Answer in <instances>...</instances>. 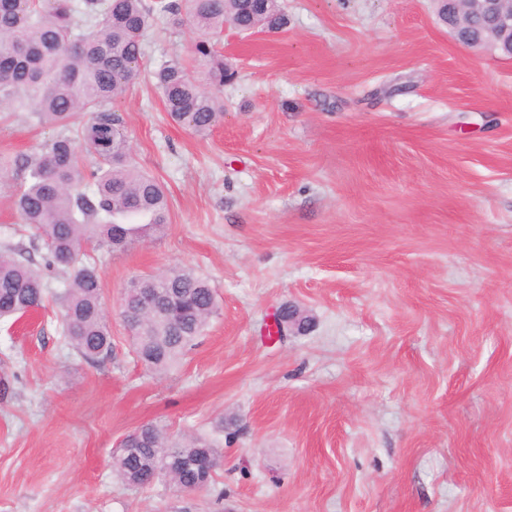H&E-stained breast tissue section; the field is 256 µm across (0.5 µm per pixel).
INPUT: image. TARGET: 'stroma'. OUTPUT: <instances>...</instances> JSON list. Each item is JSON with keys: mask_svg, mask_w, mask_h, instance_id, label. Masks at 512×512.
Instances as JSON below:
<instances>
[{"mask_svg": "<svg viewBox=\"0 0 512 512\" xmlns=\"http://www.w3.org/2000/svg\"><path fill=\"white\" fill-rule=\"evenodd\" d=\"M225 29L224 118L172 122L151 78L197 36L158 13L112 108L171 222L102 257L114 356L81 359L54 303L0 323V512H213L112 476L145 423L224 452V512H512V59L458 43L433 0H281ZM58 130L0 117V156ZM0 178V243H29ZM190 267L220 306L181 363L133 359L128 283ZM286 302L313 317L278 343ZM236 416L231 433L220 416Z\"/></svg>", "mask_w": 512, "mask_h": 512, "instance_id": "35a3bbf8", "label": "stroma"}]
</instances>
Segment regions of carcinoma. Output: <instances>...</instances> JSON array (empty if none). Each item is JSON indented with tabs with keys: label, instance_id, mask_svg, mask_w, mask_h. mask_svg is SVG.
Here are the masks:
<instances>
[{
	"label": "carcinoma",
	"instance_id": "1",
	"mask_svg": "<svg viewBox=\"0 0 512 512\" xmlns=\"http://www.w3.org/2000/svg\"><path fill=\"white\" fill-rule=\"evenodd\" d=\"M197 32L195 68L173 59L153 72L166 112L195 133L209 132L224 117L223 102L205 89L221 88L236 71L218 40L224 26L242 32L277 31L286 24L279 0L247 10L242 0H0V112L24 109L38 124L61 133L40 148L0 157V174L19 182L13 205L35 231L43 263L0 245V319L20 318L44 306L45 276L57 272L64 288L53 295L61 308L66 343L91 364L113 354L101 300L98 261L125 250L170 223L162 184L133 162L122 117L112 101L139 75L142 38L155 12ZM122 302L133 332L135 357L156 374L171 370L218 312L216 290L188 267L138 278ZM112 457V473L132 490L162 480L181 492L200 488L199 469L221 467L224 453L202 435H171L153 423Z\"/></svg>",
	"mask_w": 512,
	"mask_h": 512
}]
</instances>
